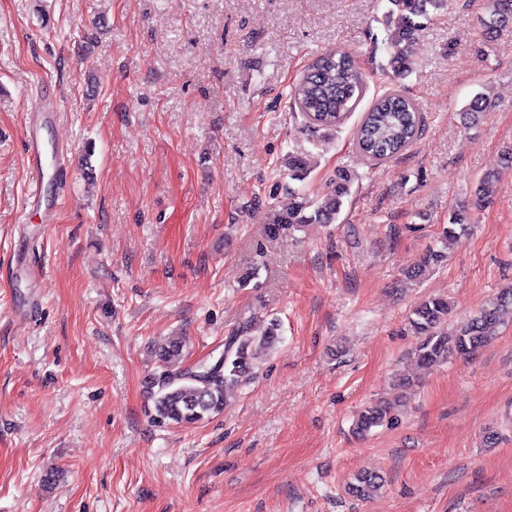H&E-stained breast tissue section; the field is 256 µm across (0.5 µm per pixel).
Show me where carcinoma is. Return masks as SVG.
Here are the masks:
<instances>
[{
  "label": "carcinoma",
  "mask_w": 512,
  "mask_h": 512,
  "mask_svg": "<svg viewBox=\"0 0 512 512\" xmlns=\"http://www.w3.org/2000/svg\"><path fill=\"white\" fill-rule=\"evenodd\" d=\"M385 13L387 67L394 72H406L414 65L412 45L425 14L423 0H389ZM489 25L503 23L512 17V0H486ZM367 87V76L345 55L325 53L318 56L302 73L291 89L294 106L313 132L330 129L355 108ZM421 119L415 103L408 96L391 91L379 97L365 113L356 133V146L368 159L390 160L407 150L418 136ZM512 171V147L501 152L500 169L483 176L475 187L476 205L489 200L493 187L502 174ZM352 175L336 172V184L331 193L317 206L307 197L288 192V202L274 216L273 231L295 230L311 222L328 223L339 213L343 197L348 195ZM313 213L306 214L308 208ZM471 224L468 212L455 210L443 228L442 241L463 236ZM446 260L442 250L430 249L406 270L405 276L414 281ZM448 301L428 297L412 311L410 328L418 337L416 361L425 367L448 361L452 356L469 358L486 347L503 323L512 320V289L499 293L473 317L448 329ZM279 323L272 320L261 336L253 334L254 323L247 319L224 340V356L203 358L186 368L176 366L182 356V341L169 338L155 350L158 367L148 380L154 421L158 425L191 426L224 410L227 391L246 381L254 365L255 344L272 345L277 340ZM395 407L389 402H375L358 414L353 431L365 436L372 429L394 419ZM381 488V478L362 473L350 493L366 499Z\"/></svg>",
  "instance_id": "cac0c4a2"
}]
</instances>
